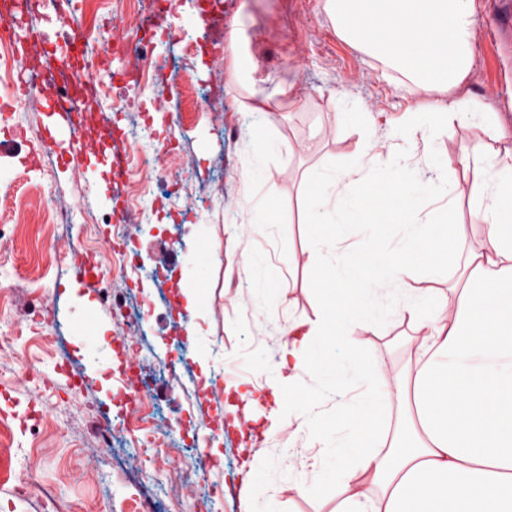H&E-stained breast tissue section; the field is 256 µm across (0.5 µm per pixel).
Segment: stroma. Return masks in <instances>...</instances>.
Here are the masks:
<instances>
[{
	"mask_svg": "<svg viewBox=\"0 0 512 512\" xmlns=\"http://www.w3.org/2000/svg\"><path fill=\"white\" fill-rule=\"evenodd\" d=\"M496 0H472L475 55L471 71L456 89L493 105L512 129V42L496 40L492 18ZM172 28L161 33L159 53L172 65L165 80L186 86L165 111L150 113L145 151L161 148L158 166L193 165L192 181L172 182L139 196V223L127 240L114 238L109 222L126 206L108 171L90 177L89 160L72 161L69 148H54L43 130L41 106L12 102L10 122L22 126L15 140L21 149L0 154V185L17 195L28 221L12 223L0 213V512H137L151 502L155 512H244L238 472L249 440L229 427L223 395L205 386L207 373H245L236 355L247 337L239 324L248 311V288L237 268L242 249L227 221L239 196L237 177L239 106L250 102L271 114L277 136L295 153L271 170L282 234L291 250L306 244L301 203L306 174L320 165H342L356 148L351 135L335 136L343 125L337 94L351 91L379 120L396 121L410 104L430 107L447 102L442 87L408 94L400 71L377 60L369 48L343 39L324 0H175ZM201 15L200 24L191 16ZM224 58V79L211 66ZM110 60L94 83L102 108L93 132L124 127L113 101L132 107L150 105L152 82L113 81L121 70ZM224 101L222 116L211 104ZM308 105L307 120L295 119ZM7 122V123H10ZM7 123L0 121V138ZM54 149L53 167L33 164L44 149ZM74 204L75 235L56 227L41 228L51 203ZM205 230L214 261L206 292L209 300L210 369L202 371L186 344L189 316L181 305V257L192 251L195 229ZM109 244L138 255V268L114 278L112 263L100 257ZM66 254L51 262V252ZM127 299L129 322L118 324L113 305ZM58 312L61 326L41 320L43 309ZM89 309L112 358L87 362L76 325ZM136 337L141 360L165 367L181 362L177 372L157 377L143 404L128 405V363L135 353L125 337ZM138 421L135 435L114 437L104 447L100 413ZM175 427V448L163 447L160 430L145 423L146 413ZM150 448L141 462L131 455L141 442ZM208 463L211 495L186 482L185 464ZM36 467L37 482L25 478Z\"/></svg>",
	"mask_w": 512,
	"mask_h": 512,
	"instance_id": "obj_1",
	"label": "stroma"
}]
</instances>
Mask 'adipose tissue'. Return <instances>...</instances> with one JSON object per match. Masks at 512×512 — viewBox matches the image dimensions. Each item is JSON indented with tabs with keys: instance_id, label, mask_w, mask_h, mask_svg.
<instances>
[{
	"instance_id": "ef3b65f1",
	"label": "adipose tissue",
	"mask_w": 512,
	"mask_h": 512,
	"mask_svg": "<svg viewBox=\"0 0 512 512\" xmlns=\"http://www.w3.org/2000/svg\"><path fill=\"white\" fill-rule=\"evenodd\" d=\"M337 33L368 41L375 56L403 67L412 87L461 84L474 59L471 0H327ZM378 21L364 28V18ZM357 147L345 164L309 177L310 225L304 263L318 305L296 314L281 298L283 271L275 190L266 173L290 149L270 114L243 105L239 200L233 232L242 247L237 275L249 288L252 370L225 376L227 392L257 410L264 438L287 435L242 467L246 512H277L288 485L305 496L330 489L334 512H512V147L489 105L463 98L441 108L408 107L400 123L379 125L349 93L339 96ZM486 120V140L447 149L459 132ZM401 217L380 231L366 208L377 195ZM467 200L471 222L455 220ZM489 230L470 243L471 223ZM348 225L342 238L328 235ZM466 248L457 288H422V264L437 242ZM212 263L196 236L182 288L187 339L201 368L210 356L201 290ZM407 324L401 370L383 374L371 337ZM289 458L291 468L281 466Z\"/></svg>"
}]
</instances>
